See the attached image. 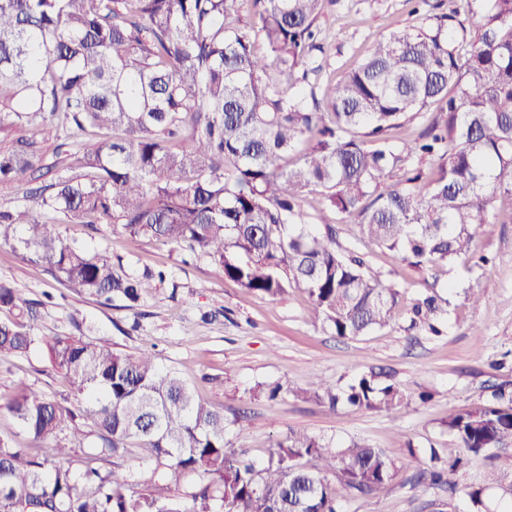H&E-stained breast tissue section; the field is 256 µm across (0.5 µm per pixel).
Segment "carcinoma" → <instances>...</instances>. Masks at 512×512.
Returning <instances> with one entry per match:
<instances>
[{"label": "carcinoma", "instance_id": "carcinoma-1", "mask_svg": "<svg viewBox=\"0 0 512 512\" xmlns=\"http://www.w3.org/2000/svg\"><path fill=\"white\" fill-rule=\"evenodd\" d=\"M328 2L0 0V132L24 131L0 148V184L55 172L26 192L33 205L0 207V245L76 293L136 303L135 277L59 232L113 224L209 258L249 293L302 290L311 321L340 338L388 326L399 286L336 249L324 209L435 280L471 252L475 225L512 215V0H457L389 33L320 98L308 79L323 68ZM427 113L418 135H395ZM0 308L13 313L0 357L28 353L41 341L35 303L0 280ZM412 312L433 331L443 309L428 295ZM48 351L74 401L20 385L0 404L39 443L0 439V512H343L396 475L365 440L333 451L295 431L247 462L224 413L155 356L104 336L57 337ZM293 394L333 409L409 403L374 372ZM446 425L462 453L440 467L430 449L409 483L454 490L460 469L490 457L468 492L473 512H490L485 490L512 474V393ZM134 449L148 463L139 490L122 464Z\"/></svg>", "mask_w": 512, "mask_h": 512}]
</instances>
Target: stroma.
Returning a JSON list of instances; mask_svg holds the SVG:
<instances>
[{
    "instance_id": "stroma-1",
    "label": "stroma",
    "mask_w": 512,
    "mask_h": 512,
    "mask_svg": "<svg viewBox=\"0 0 512 512\" xmlns=\"http://www.w3.org/2000/svg\"><path fill=\"white\" fill-rule=\"evenodd\" d=\"M433 13L432 6L416 8L411 0H337L321 19L328 64L316 79L318 91L358 65L374 41L396 29L423 27ZM327 219L342 248L363 254L374 275L401 285L385 329L337 338L309 320L302 290L282 298L246 292L210 259L149 239L131 240L110 224H64L60 230L88 250L111 256L128 274L165 271V281L144 280L136 306L118 296L105 303L69 292L44 267L23 262L6 245L0 246V280L37 302L38 335L105 336L114 351L151 352L161 365L178 370L201 399L223 411L228 439L253 461H264L268 449L293 431L334 448L361 438L386 449L397 476L376 496L345 502L344 512H472L466 488L481 483L484 460L458 474L453 493L413 489L406 480L430 448L453 447L446 426L451 412L482 405L499 386L512 389V216L498 215L478 228L474 249L488 256L487 265L475 267L463 256L436 282L397 254L359 242L355 225L335 213ZM431 287L448 302V316L435 333L410 325L413 305ZM469 288L479 291V302L468 300ZM369 370L389 375L410 395V404L389 412L333 411L295 395L313 378L342 386ZM21 381L52 399L69 393L42 346L22 357L0 358L1 403ZM259 384L281 385L279 398L252 397L251 388ZM425 390L432 397L423 402L418 394Z\"/></svg>"
}]
</instances>
